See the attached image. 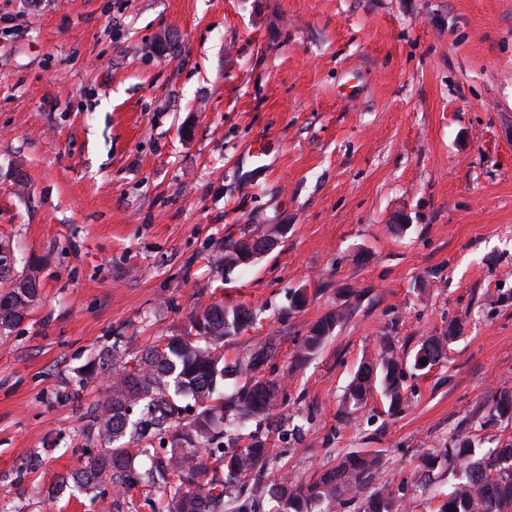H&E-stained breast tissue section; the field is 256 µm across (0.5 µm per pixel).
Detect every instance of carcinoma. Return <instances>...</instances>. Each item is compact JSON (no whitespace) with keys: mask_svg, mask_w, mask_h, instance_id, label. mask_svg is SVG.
Masks as SVG:
<instances>
[{"mask_svg":"<svg viewBox=\"0 0 512 512\" xmlns=\"http://www.w3.org/2000/svg\"><path fill=\"white\" fill-rule=\"evenodd\" d=\"M35 278L23 277L0 293V334L9 333L38 300ZM254 312L227 307L222 300L199 304L186 327L158 337L129 361L117 349L105 350L81 370L95 371L109 381L110 393L92 416L89 434L101 442L98 453L60 477L92 493L112 484V512H123L138 486L164 498L165 512H330L345 498L360 499L359 512H407L403 496L375 486L380 459L373 454L343 456L335 466L307 481L294 479L276 466L268 437L274 410L285 392L274 379L256 376L274 353L268 343L231 366L224 364V340L253 324ZM343 315L333 312L318 320L297 350L309 359L333 334ZM460 328L448 323L444 336H427L406 362L392 345L383 344L378 357L362 362L344 394L358 410L380 390L389 408L403 401V365L430 369L458 339ZM425 363H420V360ZM235 375L242 386L226 396L224 379ZM512 420V390L493 399L485 423ZM162 447H153V442ZM458 463V482L441 497L434 512H512V443L476 453L475 442L458 439L443 451L421 458V472L412 486L426 493V476L441 460Z\"/></svg>","mask_w":512,"mask_h":512,"instance_id":"1","label":"carcinoma"}]
</instances>
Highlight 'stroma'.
<instances>
[{
    "label": "stroma",
    "instance_id": "1",
    "mask_svg": "<svg viewBox=\"0 0 512 512\" xmlns=\"http://www.w3.org/2000/svg\"><path fill=\"white\" fill-rule=\"evenodd\" d=\"M164 28L173 49L150 51ZM272 224L274 250L214 276L209 257ZM0 249V287L33 272L41 290L0 335V512H103L56 490L97 452L84 430L106 387L81 368L212 297L258 315L225 362L277 341L259 375L285 387L270 443L293 476L375 454L378 484L432 512L456 468L415 494L426 449L512 442V421L477 419L512 390V0H0ZM452 322L399 413L376 392L342 416L382 341L407 357ZM342 320L343 315L340 312L329 313L318 320L299 343L297 350L298 360L306 361L310 356L314 355L333 334Z\"/></svg>",
    "mask_w": 512,
    "mask_h": 512
}]
</instances>
